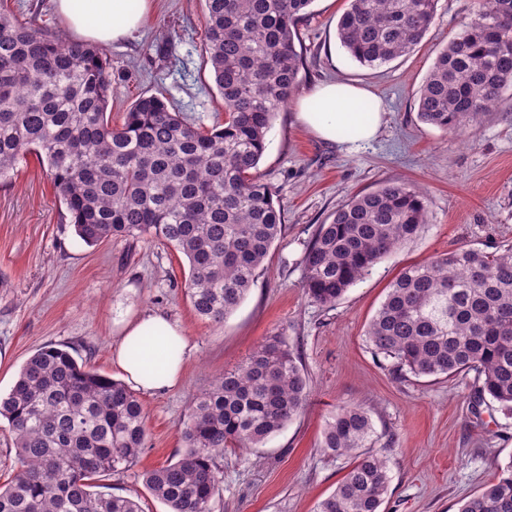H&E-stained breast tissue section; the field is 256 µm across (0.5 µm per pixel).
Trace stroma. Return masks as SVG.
<instances>
[{"instance_id":"stroma-1","label":"stroma","mask_w":512,"mask_h":512,"mask_svg":"<svg viewBox=\"0 0 512 512\" xmlns=\"http://www.w3.org/2000/svg\"><path fill=\"white\" fill-rule=\"evenodd\" d=\"M348 0H313L298 24L300 89L331 80L368 88L384 103L379 134L354 148L302 126L293 106L277 113L258 173L284 212V231L249 294L220 325L198 317L184 294L186 258L173 247L112 239L82 243L35 155L0 181V392H8L36 350L68 348L77 361L122 379L114 355L123 326L150 314L176 321L190 340L178 384L140 392L146 446L134 466L104 477L109 492L140 499L143 512H167L143 484L146 471L183 448L180 424L194 397L267 336L284 332L309 377L300 415L264 447L224 457L214 512H315L349 461L320 446L338 407L369 414L374 449L390 485L381 512H458L512 457V415L476 404L472 375L433 380L399 375L374 355L365 331L389 286L406 268L460 247L493 252L512 244V107L501 105L466 140L422 123L417 92L438 53L472 15V0H439L434 23L410 54L378 68L354 61L337 23ZM0 12L36 20L66 36L54 0H0ZM204 0H152L146 24L107 46L113 124L139 97L162 95L197 126L223 122L205 53ZM424 187L428 218L420 234L375 264L334 306L305 293L304 253L317 225L354 194L388 180Z\"/></svg>"}]
</instances>
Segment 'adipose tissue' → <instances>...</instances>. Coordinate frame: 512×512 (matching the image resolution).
<instances>
[{
    "instance_id": "adipose-tissue-1",
    "label": "adipose tissue",
    "mask_w": 512,
    "mask_h": 512,
    "mask_svg": "<svg viewBox=\"0 0 512 512\" xmlns=\"http://www.w3.org/2000/svg\"><path fill=\"white\" fill-rule=\"evenodd\" d=\"M151 0H55L67 30L102 45L137 32ZM366 88L347 82L313 86L297 98L298 120L315 136L356 147L369 142L382 125L380 109L364 111ZM189 340L181 327L154 314L128 323L117 348L116 361L135 389L156 391L174 386L181 374Z\"/></svg>"
}]
</instances>
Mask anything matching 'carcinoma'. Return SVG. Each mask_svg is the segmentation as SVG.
<instances>
[{
  "mask_svg": "<svg viewBox=\"0 0 512 512\" xmlns=\"http://www.w3.org/2000/svg\"><path fill=\"white\" fill-rule=\"evenodd\" d=\"M313 0H205V52L228 117L206 130L163 96L138 98L121 125L107 116L112 67L104 49L43 32L0 13V180L28 154L46 163L75 235L159 240L180 251L196 315L221 324L239 307L282 235L275 191L257 173L266 135L298 86L295 26ZM438 0H349L337 36L349 56L377 67L409 54L429 32ZM512 86V0H474L472 18L437 55L418 116L456 132L499 108ZM427 198L401 180L357 194L318 225L304 254L310 300L333 306L427 223ZM366 341L416 377L476 374L475 401L512 414V245L459 248L411 265L390 286ZM309 380L285 333L194 399L176 460L144 474L169 512H212L224 454L261 448L304 408ZM16 465L0 512H143L138 500L95 490L133 466L147 415L122 381L66 349L46 346L0 394ZM372 422L341 406L321 447L353 462L316 512H379L390 475L372 450ZM459 512H512V457Z\"/></svg>",
  "mask_w": 512,
  "mask_h": 512,
  "instance_id": "cac0c4a2",
  "label": "carcinoma"
}]
</instances>
